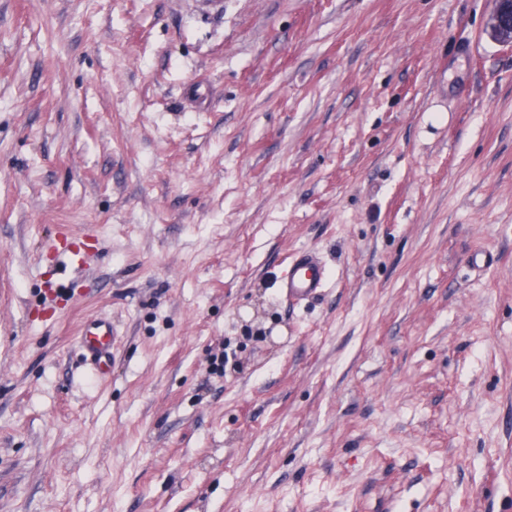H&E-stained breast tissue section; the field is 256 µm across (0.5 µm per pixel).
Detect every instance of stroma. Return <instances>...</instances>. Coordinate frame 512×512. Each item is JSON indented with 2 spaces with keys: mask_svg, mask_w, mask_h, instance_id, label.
I'll use <instances>...</instances> for the list:
<instances>
[{
  "mask_svg": "<svg viewBox=\"0 0 512 512\" xmlns=\"http://www.w3.org/2000/svg\"><path fill=\"white\" fill-rule=\"evenodd\" d=\"M495 8L0 0V512H512ZM53 252L57 264L62 270H83L89 264V256L80 250H73L54 242L48 247ZM329 281V271L314 250L294 254L280 279L282 293L288 300L300 303L318 296ZM115 332L106 319L86 321L80 331V346L89 355L96 374H105L112 363V342Z\"/></svg>",
  "mask_w": 512,
  "mask_h": 512,
  "instance_id": "1",
  "label": "stroma"
}]
</instances>
